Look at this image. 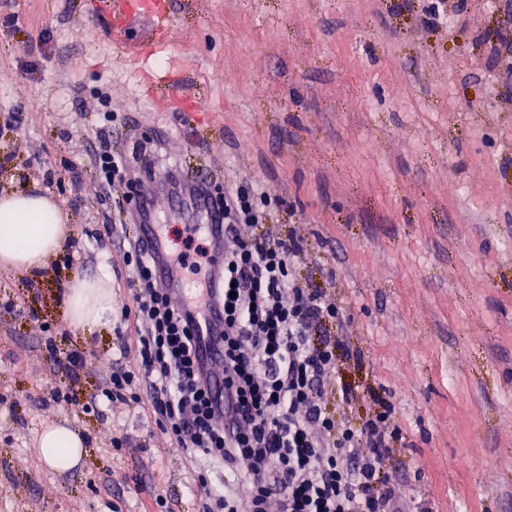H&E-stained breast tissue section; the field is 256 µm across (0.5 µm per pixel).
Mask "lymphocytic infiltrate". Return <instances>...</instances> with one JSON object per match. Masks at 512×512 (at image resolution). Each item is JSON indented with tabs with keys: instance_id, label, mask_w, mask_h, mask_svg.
Wrapping results in <instances>:
<instances>
[{
	"instance_id": "1",
	"label": "lymphocytic infiltrate",
	"mask_w": 512,
	"mask_h": 512,
	"mask_svg": "<svg viewBox=\"0 0 512 512\" xmlns=\"http://www.w3.org/2000/svg\"><path fill=\"white\" fill-rule=\"evenodd\" d=\"M152 155L144 147L117 153L101 141L95 165L102 186L140 187ZM183 188L215 196L224 225L223 255L199 243L187 224L183 251H167L166 259L181 272L223 282L218 338L228 406L222 412L213 406L191 305L157 288L156 259L136 235L123 254L134 279L132 303L121 313L141 323L140 367L110 372L90 404L127 396L147 402L179 448L224 466L232 480L223 492H206L203 512H267L273 503L279 512H405L383 471L400 435L390 400L377 396L375 410L357 426L329 405L332 395L344 403L354 398L335 381L338 354L356 361L361 355L328 329L340 318L339 302L296 277L301 241L289 231L267 230L273 205L258 188L228 185L220 196L204 181ZM244 224L266 231L246 238Z\"/></svg>"
}]
</instances>
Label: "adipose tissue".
Listing matches in <instances>:
<instances>
[{
  "label": "adipose tissue",
  "instance_id": "1",
  "mask_svg": "<svg viewBox=\"0 0 512 512\" xmlns=\"http://www.w3.org/2000/svg\"><path fill=\"white\" fill-rule=\"evenodd\" d=\"M65 236L63 215L54 198L33 191L0 195V270L44 268L59 254ZM111 311L112 277L108 272L71 274L64 311L71 328L93 329ZM38 446L45 464L63 472L79 462L84 442L68 427L49 426L40 434Z\"/></svg>",
  "mask_w": 512,
  "mask_h": 512
}]
</instances>
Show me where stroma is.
<instances>
[{
  "label": "stroma",
  "instance_id": "stroma-1",
  "mask_svg": "<svg viewBox=\"0 0 512 512\" xmlns=\"http://www.w3.org/2000/svg\"><path fill=\"white\" fill-rule=\"evenodd\" d=\"M430 2L166 0L158 43L146 16L116 32L105 0H0V193L55 197L82 244L72 269L112 276V316L86 336L60 315L61 260L0 271V512L200 508L195 462L148 405L42 402L67 386L89 399L140 364L121 315L133 271L105 232L135 201L97 180L104 133L151 142L157 173L275 201L304 246L297 278L341 303L329 329L363 355L338 364L350 418L383 391L395 405L385 473L412 512H512V0H447L433 26ZM49 339L85 355L77 383L51 372ZM51 425L84 437L76 468L44 464Z\"/></svg>",
  "mask_w": 512,
  "mask_h": 512
}]
</instances>
